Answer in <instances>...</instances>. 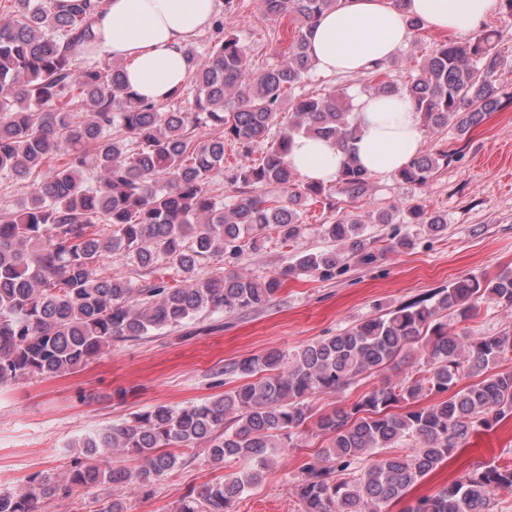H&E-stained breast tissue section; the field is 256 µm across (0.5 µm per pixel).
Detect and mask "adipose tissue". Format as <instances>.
I'll list each match as a JSON object with an SVG mask.
<instances>
[{
    "label": "adipose tissue",
    "mask_w": 512,
    "mask_h": 512,
    "mask_svg": "<svg viewBox=\"0 0 512 512\" xmlns=\"http://www.w3.org/2000/svg\"><path fill=\"white\" fill-rule=\"evenodd\" d=\"M221 0H106L94 18L96 40L84 56H106L122 63L127 86L138 96L166 101L186 80L184 49L211 25ZM498 7V0H408L406 11L391 0H344L307 30L309 53L326 74L357 73L389 62L407 44V15L455 39L467 37ZM359 125L354 152L369 173L388 176L417 155L424 129L418 112L400 96L357 95ZM346 154L333 143L296 137L289 164L305 178L333 182Z\"/></svg>",
    "instance_id": "obj_1"
}]
</instances>
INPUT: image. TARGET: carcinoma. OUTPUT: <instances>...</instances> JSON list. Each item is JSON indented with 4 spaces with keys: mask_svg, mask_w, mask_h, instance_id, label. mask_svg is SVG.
Returning a JSON list of instances; mask_svg holds the SVG:
<instances>
[{
    "mask_svg": "<svg viewBox=\"0 0 512 512\" xmlns=\"http://www.w3.org/2000/svg\"><path fill=\"white\" fill-rule=\"evenodd\" d=\"M341 0H260L262 15L291 18L280 33L281 61L258 67L224 16V0L208 47L185 48L190 86L173 110L130 91L121 63H86L79 49L96 40L92 17L104 0H12L0 17V182L40 180L16 212L0 213V384L70 374L115 340L181 327L203 312L233 313L269 305L280 279L238 273L200 274L201 261L257 250L266 231L290 242L306 230L304 213L324 201L332 247L300 255L286 272L328 276L346 259L377 260L357 214L336 217L335 196L357 202L372 175L348 160L336 181H302L287 160L300 135L332 142L346 154L358 134L345 88L298 91L315 68L306 31ZM389 66L363 73L364 93L398 94L421 116L424 130L464 136L502 106L501 76L512 72L503 35L482 29L445 39L409 58L398 86ZM89 118L74 120V107ZM213 131L198 138L195 130ZM238 159L225 158V143ZM258 158H253V155ZM451 155L419 152L393 177L425 187ZM277 195H269V189ZM403 218L433 233L446 216L422 204ZM105 254L126 258L149 276L162 263L188 274L180 286L161 278L138 286L96 273ZM512 309V271L492 279L461 278L431 303L415 300L286 354L269 351L233 361L224 373L243 382L222 395L183 407L153 406L129 421L68 443L79 461L62 479L36 472L23 489L0 491V512H42L41 502L74 489L134 485L150 490L177 464L170 448L207 446L216 466L239 470L182 497L174 512H229L244 491L262 482L278 450L294 447L313 417L311 399L334 393L389 366L422 342L425 366L378 387L347 407L322 414L324 460L302 465L300 512H384L466 447L481 427L512 418V329L470 336L448 324L475 319L480 303ZM464 378L473 382L459 389ZM431 397L427 405L422 400ZM120 453L140 465L101 466ZM512 496V467L480 466L425 496L405 512H493L491 493Z\"/></svg>",
    "mask_w": 512,
    "mask_h": 512,
    "instance_id": "obj_1",
    "label": "carcinoma"
}]
</instances>
